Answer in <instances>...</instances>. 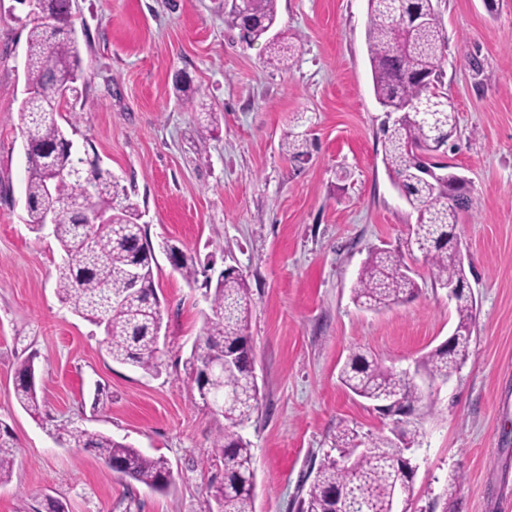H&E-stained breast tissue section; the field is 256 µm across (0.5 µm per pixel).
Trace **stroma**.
<instances>
[{"label": "stroma", "instance_id": "stroma-1", "mask_svg": "<svg viewBox=\"0 0 512 512\" xmlns=\"http://www.w3.org/2000/svg\"><path fill=\"white\" fill-rule=\"evenodd\" d=\"M448 36L443 90L458 120L438 161L453 166L472 206L456 228L476 306L472 355L417 411L408 512H512V0H440ZM83 72L57 118L79 153L120 181L146 224L161 303V367L113 362L101 328L62 303V259L25 205L21 103L31 8L0 0V423L21 448L0 512H210L223 476L212 444L224 425L200 398L189 359L210 314L203 288L161 248L235 266L252 294L247 334L259 406L242 434L256 475L255 512H296L339 427L389 435L390 418L340 381L351 353L411 371L458 318L431 266L410 259L419 292L379 312L351 290L378 249L402 247L416 215L383 162V109L365 40L367 0H277L295 46L265 66L224 21V0H72ZM193 102L176 96L178 76ZM213 105L205 125L199 102ZM306 154L282 150L286 132ZM35 355L41 407L16 401L15 371ZM99 431L165 457L175 476L156 492L94 451L55 442L58 425Z\"/></svg>", "mask_w": 512, "mask_h": 512}]
</instances>
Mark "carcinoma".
I'll use <instances>...</instances> for the list:
<instances>
[{
	"label": "carcinoma",
	"mask_w": 512,
	"mask_h": 512,
	"mask_svg": "<svg viewBox=\"0 0 512 512\" xmlns=\"http://www.w3.org/2000/svg\"><path fill=\"white\" fill-rule=\"evenodd\" d=\"M37 23L29 35L26 85L35 95L21 107L25 141L46 153L27 160L25 196L31 228L43 229L45 215L55 214L52 235L66 256L57 266L56 291L60 300L81 317L101 327L103 343L113 361L152 373L159 367L158 322L162 321L154 288L155 253L145 225L128 203V191L100 169L75 168L66 150V129L56 114L60 95L73 90L81 76L78 42L63 30L53 37L40 19L69 18V0H37ZM225 23L246 30L242 41L252 44L268 38L267 62L286 65L288 58L278 45L276 0H247L243 10L230 7ZM376 100L397 120L383 125L384 162L394 184L417 214L409 227L405 252L380 249L363 263L352 290L353 301L379 311L418 292L415 279L401 271L404 255L420 253L435 270L439 285L465 277L461 258L448 252V231L458 224L459 214L471 208L472 198L460 193V176L450 166L434 160L433 153L456 127L454 105L442 91L448 37L439 23L438 0H368L365 33ZM102 212L105 224L95 221ZM163 250L176 260L180 276L190 286L202 284L212 316L205 334L191 352L190 370L202 398H223L217 410L224 430L213 448L224 462V479L210 486L216 512H254L253 453L251 444L234 429L248 424L258 408L259 390L250 378L252 349L246 331L252 298L242 274L228 270L211 281L198 257L172 244ZM140 271L136 291L128 288L127 275ZM204 280H199V277ZM459 336L452 350L437 348L428 353L417 370L435 383L461 369L470 358L473 299L456 296ZM237 354L234 365L208 389L200 375L217 354ZM340 378L355 395L399 414L414 411L423 397L416 379L383 366L365 353L345 361ZM15 397L32 415L40 414L34 358L21 363L15 381ZM54 439L74 448H90L109 466L154 491L173 483L170 464L162 456H148L137 448L102 433L78 426L57 427ZM334 448L354 458L350 466L326 456L319 465L300 512H332L333 495L345 498V512H391L395 499L409 501L412 467L403 449L387 436L370 437L348 426L339 429ZM20 448L8 429L0 432V484L13 473Z\"/></svg>",
	"instance_id": "1"
}]
</instances>
